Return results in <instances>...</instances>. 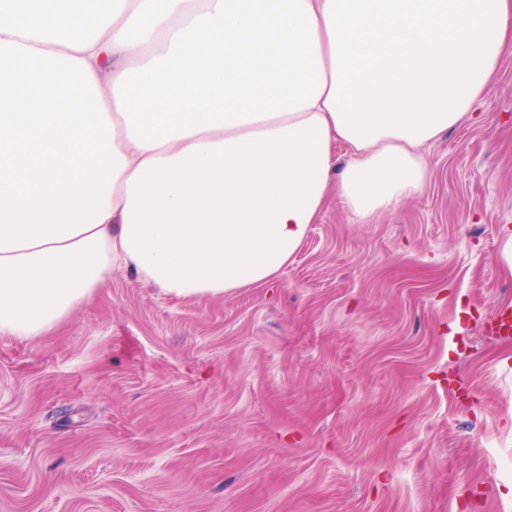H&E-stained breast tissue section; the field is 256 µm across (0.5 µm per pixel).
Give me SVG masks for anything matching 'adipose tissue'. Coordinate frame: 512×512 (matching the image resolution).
Instances as JSON below:
<instances>
[{"label":"adipose tissue","mask_w":512,"mask_h":512,"mask_svg":"<svg viewBox=\"0 0 512 512\" xmlns=\"http://www.w3.org/2000/svg\"><path fill=\"white\" fill-rule=\"evenodd\" d=\"M0 0V335L113 269L177 297L273 279L330 199L416 195L512 0Z\"/></svg>","instance_id":"1"}]
</instances>
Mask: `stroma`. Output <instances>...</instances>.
Segmentation results:
<instances>
[{
	"label": "stroma",
	"mask_w": 512,
	"mask_h": 512,
	"mask_svg": "<svg viewBox=\"0 0 512 512\" xmlns=\"http://www.w3.org/2000/svg\"><path fill=\"white\" fill-rule=\"evenodd\" d=\"M422 190L327 207L263 284L114 270L0 335V512H512V49Z\"/></svg>",
	"instance_id": "35a3bbf8"
}]
</instances>
